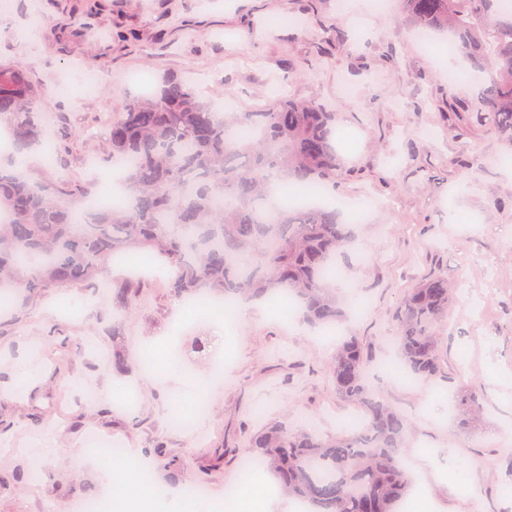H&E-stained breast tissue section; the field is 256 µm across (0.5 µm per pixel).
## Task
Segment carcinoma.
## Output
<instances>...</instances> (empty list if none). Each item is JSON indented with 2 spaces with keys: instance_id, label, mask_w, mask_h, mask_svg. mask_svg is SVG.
<instances>
[{
  "instance_id": "cac0c4a2",
  "label": "carcinoma",
  "mask_w": 512,
  "mask_h": 512,
  "mask_svg": "<svg viewBox=\"0 0 512 512\" xmlns=\"http://www.w3.org/2000/svg\"><path fill=\"white\" fill-rule=\"evenodd\" d=\"M503 0H399L396 25L454 42L453 55L480 78L471 108L454 115L512 146V10ZM43 85L22 59L0 64V114L12 117L11 146L0 153V288L31 300L95 282L120 254L154 253L172 270L170 290L227 302L293 300L298 320L336 326L356 301L338 295L336 255L353 242L334 207L292 208L276 190H326L342 162L336 113L315 100L282 99L263 112H225L189 83L166 77L154 91L126 98L112 113L105 157L122 168L124 198L77 209L92 195L63 178L36 181L31 152L50 141L36 101ZM458 282L437 271L419 277L390 311L397 323V366L417 381L442 376L441 330ZM134 286L120 283L112 302L132 308ZM370 353L357 336L330 365L336 396L360 426L334 436L273 424L246 436L253 459L277 490L307 512H402L414 476L406 466L410 425L378 397ZM452 418L470 435L483 420L478 396H451Z\"/></svg>"
}]
</instances>
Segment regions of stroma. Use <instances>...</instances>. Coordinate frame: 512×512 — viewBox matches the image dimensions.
Here are the masks:
<instances>
[{"label":"stroma","mask_w":512,"mask_h":512,"mask_svg":"<svg viewBox=\"0 0 512 512\" xmlns=\"http://www.w3.org/2000/svg\"><path fill=\"white\" fill-rule=\"evenodd\" d=\"M0 7V59L25 58L46 91L41 112L54 114L63 148L54 165L32 162L35 178L66 173L93 193L113 179L102 148L110 114L128 93L162 77L190 81L232 112L275 100L317 99L337 114L346 168L332 202H364L339 281L368 299L344 332L362 336L380 372L375 390L411 423L409 455L416 493L429 512H512V154L481 128L448 127L450 105L473 101L476 84L461 71L448 82L441 44L421 46L395 27L396 0L384 7L337 11L336 0H27L42 19L38 40L17 0ZM76 14L93 15L105 39L71 44L60 31ZM337 20L336 31L323 19ZM369 263H361V254ZM139 280L134 312L119 316L112 288L100 281L48 292L27 304L20 323L0 327V512H75L80 500L109 493L95 460H75L88 435L138 451L157 484L176 496L171 472L223 501L228 488L248 492L237 458L260 423L308 425L336 433L351 413L334 391L329 364L337 339L283 323L273 300L256 320L224 334V387L207 391L210 409L194 435L173 428V409L192 411L162 366L145 360L180 342L178 311L162 262ZM444 270L461 280L443 347L440 384L399 383L385 372L395 332L389 310L414 280ZM120 350L127 373L112 369ZM25 357L40 366L16 378ZM468 379L486 420L475 435L449 433L442 409ZM134 387L133 407L117 391ZM39 460L43 480L24 477Z\"/></svg>","instance_id":"35a3bbf8"}]
</instances>
